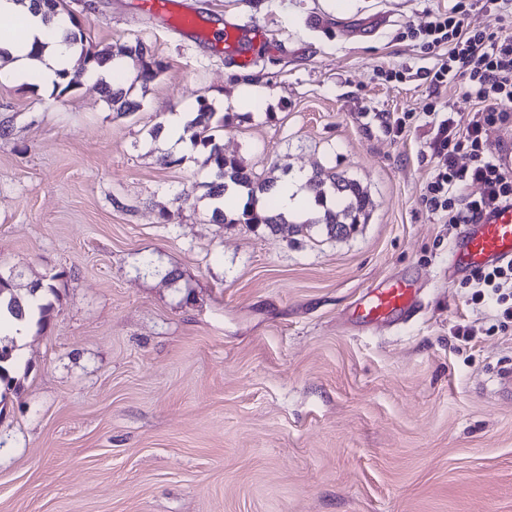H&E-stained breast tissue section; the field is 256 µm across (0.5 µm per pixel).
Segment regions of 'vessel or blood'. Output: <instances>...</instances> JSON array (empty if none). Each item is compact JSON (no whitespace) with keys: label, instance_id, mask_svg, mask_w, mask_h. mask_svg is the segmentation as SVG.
I'll list each match as a JSON object with an SVG mask.
<instances>
[{"label":"vessel or blood","instance_id":"1","mask_svg":"<svg viewBox=\"0 0 512 512\" xmlns=\"http://www.w3.org/2000/svg\"><path fill=\"white\" fill-rule=\"evenodd\" d=\"M512 262V202L500 204L465 225L454 243L448 272L461 275ZM416 307V290L405 280H390L370 289L355 308L372 323L393 315L405 316Z\"/></svg>","mask_w":512,"mask_h":512}]
</instances>
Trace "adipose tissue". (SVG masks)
Segmentation results:
<instances>
[{"label":"adipose tissue","instance_id":"1","mask_svg":"<svg viewBox=\"0 0 512 512\" xmlns=\"http://www.w3.org/2000/svg\"><path fill=\"white\" fill-rule=\"evenodd\" d=\"M65 18L46 24L19 0H0V50L8 62L0 66V77L19 78L36 72L45 85H52L57 72L72 68L77 55L60 34Z\"/></svg>","mask_w":512,"mask_h":512}]
</instances>
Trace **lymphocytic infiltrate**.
I'll use <instances>...</instances> for the list:
<instances>
[{
    "label": "lymphocytic infiltrate",
    "mask_w": 512,
    "mask_h": 512,
    "mask_svg": "<svg viewBox=\"0 0 512 512\" xmlns=\"http://www.w3.org/2000/svg\"><path fill=\"white\" fill-rule=\"evenodd\" d=\"M467 13L464 0H458L451 13L434 16L421 30L423 52L437 57L432 84L463 79L464 93L476 105L463 121L427 110L435 168L423 201L447 224L473 223L483 212L512 201V172L503 169L489 146L491 128L512 120V112L502 108L512 101V35L465 24ZM461 153L467 164H458ZM471 279L475 287L497 294L504 317L512 319V262L474 271Z\"/></svg>",
    "instance_id": "f902f5d3"
}]
</instances>
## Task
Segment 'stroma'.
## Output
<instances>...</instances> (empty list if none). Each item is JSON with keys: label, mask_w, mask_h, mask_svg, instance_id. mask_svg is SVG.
Returning a JSON list of instances; mask_svg holds the SVG:
<instances>
[{"label": "stroma", "mask_w": 512, "mask_h": 512, "mask_svg": "<svg viewBox=\"0 0 512 512\" xmlns=\"http://www.w3.org/2000/svg\"><path fill=\"white\" fill-rule=\"evenodd\" d=\"M138 2L66 11L90 43L139 37L163 62L139 111L115 116L78 66L63 95L0 80V268L57 287L0 402V512H512V397L493 391L512 322L449 279L462 227L422 201L427 105L475 108L459 82L431 86L420 48L457 0H179L185 30ZM228 25L249 65L212 38ZM253 78L272 100L236 105ZM201 96L226 155L355 179L366 222L212 223L201 162L163 165L149 135ZM391 278L414 284L415 315L359 320Z\"/></svg>", "instance_id": "stroma-1"}]
</instances>
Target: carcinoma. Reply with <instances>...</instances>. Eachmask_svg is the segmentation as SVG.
I'll return each instance as SVG.
<instances>
[{
  "label": "carcinoma",
  "mask_w": 512,
  "mask_h": 512,
  "mask_svg": "<svg viewBox=\"0 0 512 512\" xmlns=\"http://www.w3.org/2000/svg\"><path fill=\"white\" fill-rule=\"evenodd\" d=\"M25 1L33 13L42 15L47 22L58 17L64 9V0H19L21 3ZM63 39L77 48L79 60L92 70L105 67L115 60L118 54L138 62L139 69L134 82L140 84L143 90L162 71L161 62L152 58L150 47L140 38L124 45L116 54L112 52L110 45L94 49L88 45L81 25L72 19L70 26L63 29ZM100 85L105 101L117 115L126 116L140 109L141 102L132 94L134 86L115 87L103 78L100 79ZM213 116L212 103L202 97L196 99V112L184 125L182 134V137L188 138L194 147L200 149L203 154L202 164L211 172L212 180L207 184L206 196L211 200L217 199L230 189L246 196L242 212L237 215H230L218 207L213 208V223L263 225L275 234L283 231L309 233L315 228H323L327 235L337 238L350 235L359 224L365 222L367 192L360 183L323 169L314 171L302 186V189L312 194L314 204L320 208L321 214L300 223L289 222L274 208L273 195L278 180H261L237 158L225 155L220 136L223 126L213 125ZM16 279L17 276L12 271L0 270V309L7 308L9 315L15 320H23L28 312L36 310L39 313L37 324L44 323L51 304L40 302L37 293H56V277L33 283L26 296L17 292ZM0 349L3 350L0 354V383L6 390H15L20 386V382L18 378L8 375L5 369V363L15 361L14 338L7 334L0 336Z\"/></svg>",
  "instance_id": "cac0c4a2"
}]
</instances>
